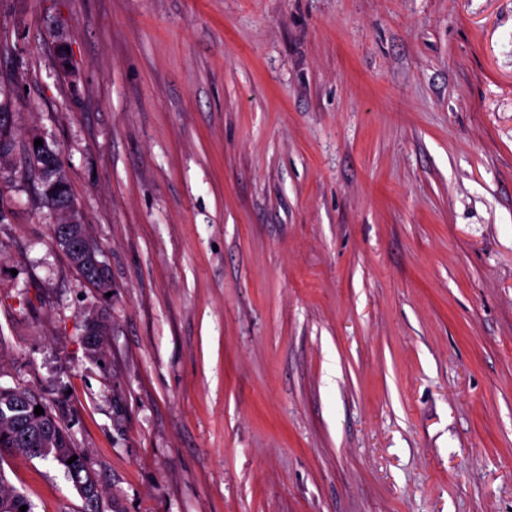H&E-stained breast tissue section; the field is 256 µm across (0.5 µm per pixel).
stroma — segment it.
<instances>
[{
    "label": "stroma",
    "instance_id": "35a3bbf8",
    "mask_svg": "<svg viewBox=\"0 0 512 512\" xmlns=\"http://www.w3.org/2000/svg\"><path fill=\"white\" fill-rule=\"evenodd\" d=\"M1 43L110 286L0 181V385L103 512H512V0H0ZM36 406H41L44 414L36 416ZM4 454H20L62 466L83 500V511H101L98 480L85 454L74 448L67 427L35 389L0 385V465ZM73 455L77 459L68 465Z\"/></svg>",
    "mask_w": 512,
    "mask_h": 512
}]
</instances>
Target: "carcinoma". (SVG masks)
<instances>
[{
  "mask_svg": "<svg viewBox=\"0 0 512 512\" xmlns=\"http://www.w3.org/2000/svg\"><path fill=\"white\" fill-rule=\"evenodd\" d=\"M0 180L17 179L35 182L26 170L17 172L11 165L16 151H25V143L16 140L12 130L0 126ZM40 406L44 413L37 416L34 408ZM20 454L30 459L39 458L63 467L72 480L84 503V512H100L101 492L95 474L89 468L85 454L73 446L68 429L54 415L44 397L29 387H6L0 390V512H33L26 495L16 490L8 481L3 468L4 455ZM74 462H69L72 456Z\"/></svg>",
  "mask_w": 512,
  "mask_h": 512,
  "instance_id": "cac0c4a2",
  "label": "carcinoma"
}]
</instances>
